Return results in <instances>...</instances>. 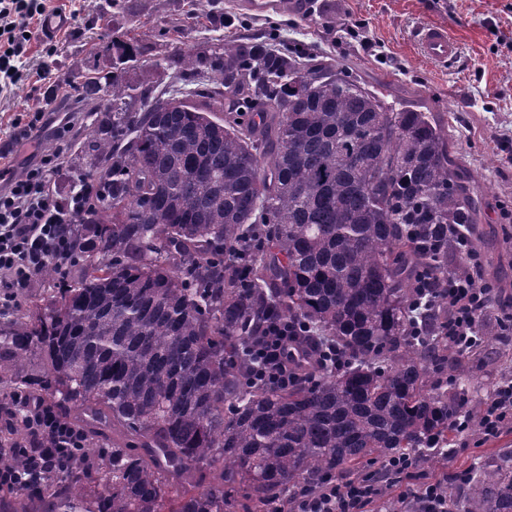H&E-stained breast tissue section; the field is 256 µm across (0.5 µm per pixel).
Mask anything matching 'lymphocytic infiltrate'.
Returning a JSON list of instances; mask_svg holds the SVG:
<instances>
[{
    "label": "lymphocytic infiltrate",
    "mask_w": 512,
    "mask_h": 512,
    "mask_svg": "<svg viewBox=\"0 0 512 512\" xmlns=\"http://www.w3.org/2000/svg\"><path fill=\"white\" fill-rule=\"evenodd\" d=\"M43 0H0V90L18 83L23 73L17 65L23 44L32 38L33 19L44 17ZM66 163L63 152L36 159L25 174L15 178L0 169V311H13L21 295L32 288L47 262H54L60 279H67L78 249H91L78 239L74 223L98 195L93 182L82 185L76 204L58 202L50 193V175ZM467 268L448 277V344L468 347L478 334L476 317L491 298L489 288L477 287L473 270L476 256H468ZM16 404L26 408L24 445L31 448V463L43 466L56 459L59 448H78L82 441L70 421L56 409L19 395ZM484 436L512 429V380L502 381L477 423ZM416 459H396L373 466L344 482L327 481L315 488L298 490L296 512H381L388 486L412 480Z\"/></svg>",
    "instance_id": "f902f5d3"
}]
</instances>
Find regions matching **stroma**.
<instances>
[{"label":"stroma","instance_id":"obj_1","mask_svg":"<svg viewBox=\"0 0 512 512\" xmlns=\"http://www.w3.org/2000/svg\"><path fill=\"white\" fill-rule=\"evenodd\" d=\"M198 17L185 15V0H47V8L70 14L71 24L54 38L33 35L24 43L31 73L0 92V163L23 175L34 156L64 150L67 163L52 173L58 201L67 192L80 161L81 143L95 129L94 116L77 110L74 91L116 65L113 39L132 33L158 65L123 70L124 80L162 92L175 81L166 58L173 47L208 45L224 36L264 42L279 50H304L306 57L331 64L399 108L431 113L448 138L449 151L481 210L476 226L483 280L494 283L495 298L485 314L499 323L512 313V0H317L305 15H256L236 0H202ZM446 26L457 41V57L433 64L414 40L425 25ZM168 37H157L161 27ZM46 77H37L39 67ZM66 90L56 93V82ZM37 112L61 119L75 115L72 131L46 128L37 142L15 139L12 122ZM472 381L464 408L481 414L502 379L512 377V341L492 342L470 357ZM512 450V429L482 439L477 430L437 456L428 473L455 474Z\"/></svg>","mask_w":512,"mask_h":512}]
</instances>
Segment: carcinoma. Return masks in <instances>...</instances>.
<instances>
[{
  "mask_svg": "<svg viewBox=\"0 0 512 512\" xmlns=\"http://www.w3.org/2000/svg\"><path fill=\"white\" fill-rule=\"evenodd\" d=\"M112 52L150 67L133 36ZM169 65L234 110L145 89L137 107L109 73L77 89L111 126L70 187L98 184L76 218L98 247L68 287L0 314V401L49 404L85 441L34 469L5 431L0 512H280L370 463L428 465L461 432L462 357L492 332L448 347V254L479 209L432 115L262 43L220 38ZM282 334L286 384L259 357ZM448 512H512V451L452 488Z\"/></svg>",
  "mask_w": 512,
  "mask_h": 512,
  "instance_id": "cac0c4a2",
  "label": "carcinoma"
}]
</instances>
